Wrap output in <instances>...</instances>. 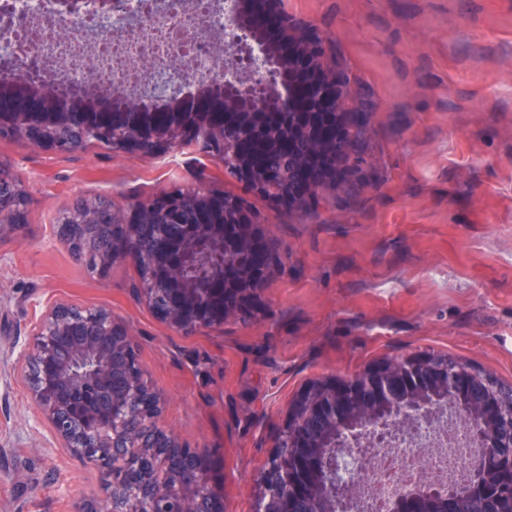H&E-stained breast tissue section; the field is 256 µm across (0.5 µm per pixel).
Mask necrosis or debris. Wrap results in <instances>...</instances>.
Listing matches in <instances>:
<instances>
[{
  "mask_svg": "<svg viewBox=\"0 0 512 512\" xmlns=\"http://www.w3.org/2000/svg\"><path fill=\"white\" fill-rule=\"evenodd\" d=\"M204 2L209 26L203 30L196 10H164L159 0H126L109 15L99 11L97 0H87L82 14L63 19L55 16L54 0H0V27L8 29L0 34V50L19 58L37 49L48 68H61L68 78H81L92 68L106 73L113 85L130 88L145 71L166 70L186 57L209 68L215 43L233 44L235 36L224 26V0ZM185 30L197 34L186 53L173 38ZM471 454L468 430L460 423L424 428L384 446L362 482L360 512H385L394 491L419 480L455 483Z\"/></svg>",
  "mask_w": 512,
  "mask_h": 512,
  "instance_id": "obj_1",
  "label": "necrosis or debris"
}]
</instances>
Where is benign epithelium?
Wrapping results in <instances>:
<instances>
[{
  "mask_svg": "<svg viewBox=\"0 0 512 512\" xmlns=\"http://www.w3.org/2000/svg\"><path fill=\"white\" fill-rule=\"evenodd\" d=\"M266 6L277 20L271 35L251 25L250 0H230L224 25L239 37L240 52L219 55L217 73L206 80L198 78L196 65L190 62L175 72L146 74L143 86L135 90L114 88L102 76L98 88L90 91L78 82L58 87L34 79L36 52L21 60L0 58V66L14 73L10 83L0 85V139H23L55 153H69L76 150L69 132L88 131L92 117L101 112H122L126 132L113 142V153L158 155L193 146L222 162L226 131L246 114L256 118L261 112H334L340 103H356L367 95L350 71L343 69L336 43L323 29L288 12L285 0H266ZM313 72L325 82L313 86V105L304 109L296 105L291 86ZM154 100L168 104L171 123L156 126L151 122L150 102ZM205 101L210 104L207 110L202 107ZM236 171L253 194L263 192L273 180L272 173H256L243 160L236 161ZM1 187L11 192L0 193V233L27 223L31 206L19 174L0 161ZM327 188L328 203L336 207V216L348 213L351 205L336 204V197L347 195L350 186L333 174ZM189 192L197 203L224 208L222 191L199 185ZM305 193L300 185H288V215L301 216ZM181 207L178 192L162 191L148 200L114 204L106 214L90 207L80 222L107 223L115 229L119 248L101 255L100 263L124 260L141 266L145 262L140 251L142 230L162 223L163 215ZM229 208L238 212L244 224L264 223L246 207L244 197L229 203ZM191 240L205 241L221 252L240 250L224 238L221 223L197 225ZM182 280L178 258L169 264L166 280L150 284L144 296L179 286ZM154 312L172 328L193 332L216 330L240 318L242 308L226 304L208 320L192 319L177 305ZM83 328L93 334L76 341L70 358L55 368L53 379L36 378L33 367L54 357L58 337ZM131 348L126 326L112 318L111 312L57 304L33 323L31 348L23 354L24 379L54 440L96 467L100 487L111 503L117 495L112 485L113 441L122 438L130 452L145 454L139 440L125 429L131 419L127 408L119 406L117 395L108 389L113 352L128 354ZM429 361L428 357L387 359L354 379L323 378L304 388L290 406L284 431L295 436L300 453L307 458L314 499L293 502L264 483L255 512H349L358 498L355 485L336 478L341 458L355 455L368 463L376 451L377 437L396 439L422 423L433 427L446 414L470 427L479 448L468 463V485L448 493L419 484L391 500L388 512H410L415 503L423 506L422 512H451L464 495L482 498L483 512H512V414L498 406L499 383L460 363L450 369L430 367ZM74 411L101 421L94 444L72 436L69 418ZM141 421L161 431L155 447L180 445L172 430L159 425L158 412L145 414ZM202 496L211 499V512H224L220 486L209 472L197 486L167 483L153 498L131 495L122 512H167L165 504L170 502L176 504L175 512H193L195 500Z\"/></svg>",
  "mask_w": 512,
  "mask_h": 512,
  "instance_id": "7a95c632",
  "label": "benign epithelium"
}]
</instances>
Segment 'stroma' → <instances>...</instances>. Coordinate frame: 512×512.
Here are the masks:
<instances>
[{"mask_svg":"<svg viewBox=\"0 0 512 512\" xmlns=\"http://www.w3.org/2000/svg\"><path fill=\"white\" fill-rule=\"evenodd\" d=\"M373 86L388 179L364 209L302 223L265 210L283 265L247 321L180 332L134 265L87 272L57 236L81 198L125 204L200 184L241 192L193 148L117 156L0 140L21 173L27 224L0 234V512L101 504L96 472L58 447L22 380L20 352L50 306L100 307L129 329L160 423L207 449L224 512H252L258 477L309 383L402 356L445 355L512 382V0H287Z\"/></svg>","mask_w":512,"mask_h":512,"instance_id":"1","label":"stroma"}]
</instances>
